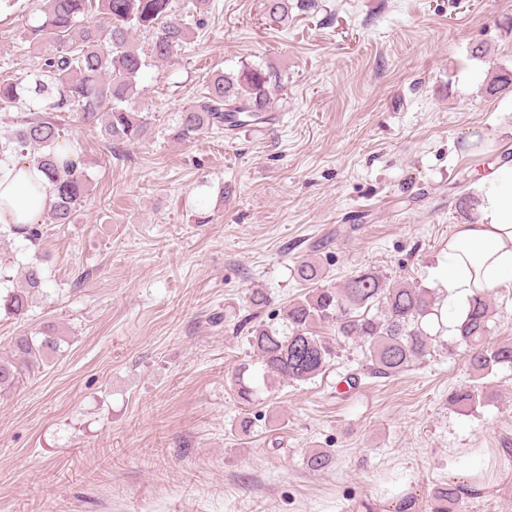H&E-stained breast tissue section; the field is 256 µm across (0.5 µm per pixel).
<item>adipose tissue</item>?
<instances>
[{
    "label": "adipose tissue",
    "instance_id": "adipose-tissue-1",
    "mask_svg": "<svg viewBox=\"0 0 512 512\" xmlns=\"http://www.w3.org/2000/svg\"><path fill=\"white\" fill-rule=\"evenodd\" d=\"M473 220L455 225L433 276L447 292L440 323L456 332L467 302L512 281V164L489 167L478 176ZM53 201L45 176L26 159L0 160V225L42 223ZM489 449L473 448L449 461L448 476L462 496L484 490L480 478L490 468Z\"/></svg>",
    "mask_w": 512,
    "mask_h": 512
}]
</instances>
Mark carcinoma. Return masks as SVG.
I'll return each mask as SVG.
<instances>
[{
  "mask_svg": "<svg viewBox=\"0 0 512 512\" xmlns=\"http://www.w3.org/2000/svg\"><path fill=\"white\" fill-rule=\"evenodd\" d=\"M173 0H43L44 18L27 33L39 51L40 62L34 82H0V110L26 104L30 96L47 103L22 117L21 127L0 142V153L21 157L33 146L37 154L29 162L42 170L52 187L54 202L49 209L51 224H70L89 192L90 180L74 152L60 144L61 115L69 114L87 124H101L109 141L134 143L148 130L146 116L128 105L138 94L137 78L147 59L172 62L187 44L184 23L172 9ZM102 20H91L92 12ZM269 21L288 19V0H265ZM151 33L149 55L131 45L135 31ZM281 77L271 66L246 64L235 74L211 75L193 105L184 109L173 136L192 141L213 128L236 131L276 120L273 99ZM10 232L30 242L42 239V224H16ZM26 286L0 296V310L15 318L24 316L30 294L44 283L37 262L23 266ZM298 281L310 286L304 296L291 301L284 311V324L277 328L264 323L250 329V344L262 366L263 382H308L323 374L335 359V346L317 332L321 324L336 325L337 335L356 340L362 347L371 374L396 376L430 354L434 338L427 318L439 312L430 291L402 282L388 283L373 270H359L342 287L320 285L322 271L310 260L298 262ZM493 318L491 293L473 297L462 324L458 342L467 351L468 383L448 397L452 406L474 408L490 402L492 394L482 379L499 367L512 368V341L489 339ZM10 356L0 357V394L23 384L27 375L40 368L49 355L60 350V337L53 331L14 337ZM260 387L250 366L236 373L238 398L250 404ZM333 456L315 449L305 457L314 472L331 466ZM463 500L456 487L434 488L431 512H461Z\"/></svg>",
  "mask_w": 512,
  "mask_h": 512,
  "instance_id": "1",
  "label": "carcinoma"
}]
</instances>
